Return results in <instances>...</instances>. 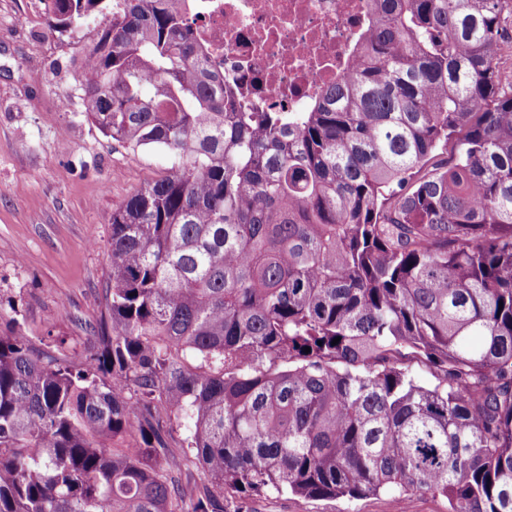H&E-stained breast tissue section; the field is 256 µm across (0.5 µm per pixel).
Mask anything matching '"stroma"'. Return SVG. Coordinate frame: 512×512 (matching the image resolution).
Returning <instances> with one entry per match:
<instances>
[{"label":"stroma","instance_id":"35a3bbf8","mask_svg":"<svg viewBox=\"0 0 512 512\" xmlns=\"http://www.w3.org/2000/svg\"><path fill=\"white\" fill-rule=\"evenodd\" d=\"M47 0H0V334L18 318L30 336L89 348L108 272L112 213L164 176L163 150L131 149L84 113L86 56L111 10L72 36L50 31ZM256 512H448L445 498L256 497Z\"/></svg>","mask_w":512,"mask_h":512}]
</instances>
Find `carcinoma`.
<instances>
[{
  "label": "carcinoma",
  "instance_id": "obj_1",
  "mask_svg": "<svg viewBox=\"0 0 512 512\" xmlns=\"http://www.w3.org/2000/svg\"><path fill=\"white\" fill-rule=\"evenodd\" d=\"M53 2L73 35L104 0ZM179 2L86 57L87 116L173 163L112 212L94 351L0 336V512H512V0H377L310 112L201 72ZM402 504L406 509L404 512H448V501L443 497L414 495L403 499L391 493L357 500H316L293 494L258 496L253 507L257 512H401L399 508Z\"/></svg>",
  "mask_w": 512,
  "mask_h": 512
}]
</instances>
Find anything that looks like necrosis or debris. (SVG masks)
Masks as SVG:
<instances>
[{
	"label": "necrosis or debris",
	"mask_w": 512,
	"mask_h": 512,
	"mask_svg": "<svg viewBox=\"0 0 512 512\" xmlns=\"http://www.w3.org/2000/svg\"><path fill=\"white\" fill-rule=\"evenodd\" d=\"M204 69L256 111L305 112L353 71L372 0H189Z\"/></svg>",
	"instance_id": "necrosis-or-debris-1"
}]
</instances>
